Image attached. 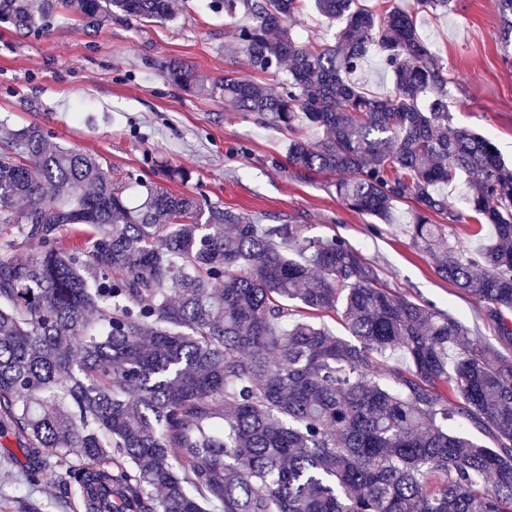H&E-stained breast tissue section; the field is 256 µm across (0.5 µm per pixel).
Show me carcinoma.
Returning <instances> with one entry per match:
<instances>
[{"label":"carcinoma","instance_id":"1","mask_svg":"<svg viewBox=\"0 0 512 512\" xmlns=\"http://www.w3.org/2000/svg\"><path fill=\"white\" fill-rule=\"evenodd\" d=\"M212 2L247 18L237 42L254 70L283 73L280 91L205 83L175 59L165 78L287 130L295 176L338 175L352 211L393 224L415 202L411 244L438 253L499 346L387 287L340 237L129 174L132 205L100 156L28 126L0 152V438L24 451L28 484L53 469L73 487L62 512H512V165L453 126L412 13L313 0L345 25L307 48L286 26L306 0ZM62 13L173 16L171 0H0L18 32ZM371 50L389 96L348 78ZM467 173L458 209L440 188ZM433 215H475L493 239L461 249ZM338 311L349 340L302 320ZM395 352L405 367L386 366ZM0 512L46 510L0 495Z\"/></svg>","mask_w":512,"mask_h":512}]
</instances>
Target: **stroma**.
I'll list each match as a JSON object with an SVG mask.
<instances>
[{
	"label": "stroma",
	"instance_id": "obj_1",
	"mask_svg": "<svg viewBox=\"0 0 512 512\" xmlns=\"http://www.w3.org/2000/svg\"><path fill=\"white\" fill-rule=\"evenodd\" d=\"M171 2L173 19L146 26L115 21L96 29L67 14L37 35L0 26V149L10 132L37 125L53 142L102 156L118 179L133 173L163 182L157 163L170 161L191 173L170 190L223 202L262 224L292 220L311 225L314 235L339 236L373 261L389 288L472 321L471 304L437 275L435 257L403 232L412 202L397 203L396 224L351 211L336 195L334 176L294 175L287 132L164 78L163 64L179 59L211 80L230 73L280 88L278 78L256 74L245 54L232 52L236 26L213 13L210 0ZM362 3L375 12L389 5L416 12L418 31L448 76L455 126L490 137L512 163V62L504 60L495 0H452L450 10L433 14L417 12L415 0ZM287 26L303 44L319 46L333 43L342 23L309 7ZM0 492L47 503L65 490L51 472L29 485L22 452L0 438Z\"/></svg>",
	"mask_w": 512,
	"mask_h": 512
}]
</instances>
